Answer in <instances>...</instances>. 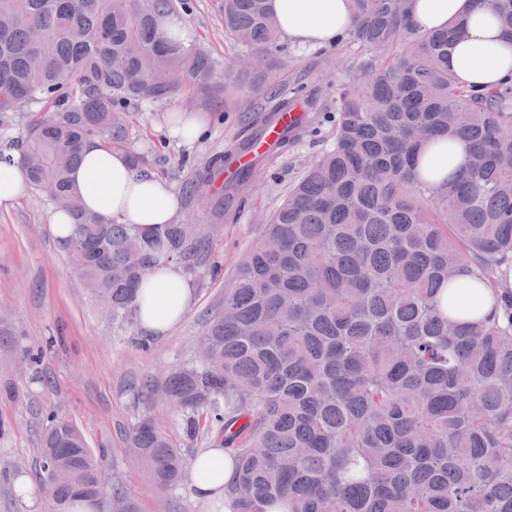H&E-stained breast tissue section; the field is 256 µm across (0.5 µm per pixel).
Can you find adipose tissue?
Wrapping results in <instances>:
<instances>
[{"label": "adipose tissue", "mask_w": 512, "mask_h": 512, "mask_svg": "<svg viewBox=\"0 0 512 512\" xmlns=\"http://www.w3.org/2000/svg\"><path fill=\"white\" fill-rule=\"evenodd\" d=\"M281 36L300 45L325 48L344 38L353 25L350 0H269ZM411 14L425 31L444 27L462 17L466 28L456 43L450 66L468 85L493 87L512 77V40L503 36L491 8L472 0H412ZM73 177L83 206L105 221L132 224L148 230L173 223L181 205L179 194L164 179L135 172L127 153L91 141ZM465 161L462 145L440 147L421 154L418 173L429 183L457 171ZM194 298L192 284L181 265L166 262L150 268L137 290V322L150 335L161 336L181 321ZM234 462L223 449L212 448L196 457L190 480L197 498L222 506L231 502L225 485L234 478Z\"/></svg>", "instance_id": "ef3b65f1"}]
</instances>
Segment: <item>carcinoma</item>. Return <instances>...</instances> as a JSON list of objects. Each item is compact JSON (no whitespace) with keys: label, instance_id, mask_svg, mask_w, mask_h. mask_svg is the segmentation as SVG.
Returning <instances> with one entry per match:
<instances>
[{"label":"carcinoma","instance_id":"1","mask_svg":"<svg viewBox=\"0 0 512 512\" xmlns=\"http://www.w3.org/2000/svg\"><path fill=\"white\" fill-rule=\"evenodd\" d=\"M410 2L351 0L348 41L372 59L336 97L333 145L266 219L195 360L164 380L186 437L204 428L232 455L233 512H512V84L459 82L448 58L463 20L423 31ZM489 2L512 36V0ZM220 7L224 37L262 58L237 71L256 93L278 67L277 21L268 0ZM174 12L173 0H0V125L32 103L48 113L0 161L71 200L84 144L126 143L124 105L221 92L207 52L160 36ZM292 111L281 100L200 180L243 185L238 156ZM434 140L461 143L466 161L424 186L414 167ZM68 213L73 273L123 319L152 265L208 243L194 224L144 232L75 202ZM461 278L485 287L486 311L456 306ZM128 444L156 489L184 480L188 459L153 418ZM41 448L57 512H138L118 486L97 499L102 456L67 418L46 415Z\"/></svg>","mask_w":512,"mask_h":512}]
</instances>
